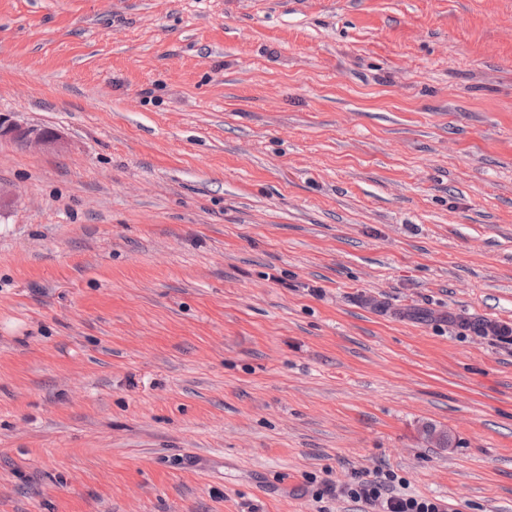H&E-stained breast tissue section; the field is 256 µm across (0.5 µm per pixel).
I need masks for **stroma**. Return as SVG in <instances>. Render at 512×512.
<instances>
[{
	"instance_id": "1",
	"label": "stroma",
	"mask_w": 512,
	"mask_h": 512,
	"mask_svg": "<svg viewBox=\"0 0 512 512\" xmlns=\"http://www.w3.org/2000/svg\"><path fill=\"white\" fill-rule=\"evenodd\" d=\"M1 113L0 512H512V0H0ZM0 137H10L24 144L54 145L59 138L53 132L45 133L44 130L24 127L7 118L0 116ZM376 479H355L346 487L336 489L326 484L322 495L343 494L354 501H363L375 507L374 512H450L449 507L437 498L400 495L394 491L398 476L393 471L378 473Z\"/></svg>"
}]
</instances>
